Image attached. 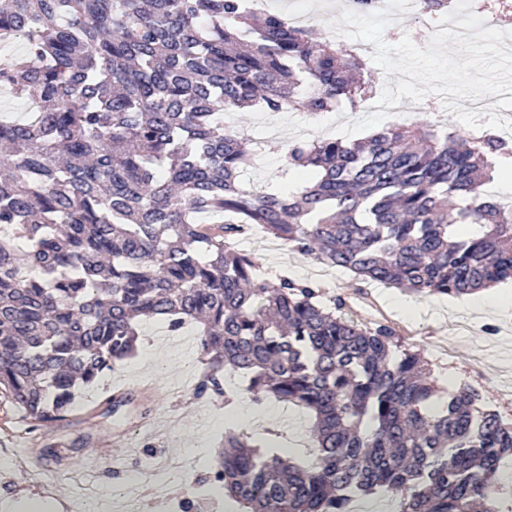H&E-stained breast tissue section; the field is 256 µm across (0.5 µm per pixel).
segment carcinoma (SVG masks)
<instances>
[{"mask_svg":"<svg viewBox=\"0 0 512 512\" xmlns=\"http://www.w3.org/2000/svg\"><path fill=\"white\" fill-rule=\"evenodd\" d=\"M15 41L0 89L35 110L0 112V388L31 419L64 418L143 322L191 325L196 396L237 373L254 401L313 418L304 464L224 436L212 484L244 512H351L378 490L400 512H501L490 476L512 425L472 388L441 399L417 355L393 356L388 320L358 325L341 295L268 282L229 240L260 224L362 283L470 295L512 278V209L484 190L506 143L409 124L289 142L287 167L313 182L260 192L224 112L354 108L359 57L245 0H8L0 46Z\"/></svg>","mask_w":512,"mask_h":512,"instance_id":"obj_1","label":"carcinoma"}]
</instances>
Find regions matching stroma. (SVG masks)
Listing matches in <instances>:
<instances>
[{
    "label": "stroma",
    "instance_id": "35a3bbf8",
    "mask_svg": "<svg viewBox=\"0 0 512 512\" xmlns=\"http://www.w3.org/2000/svg\"><path fill=\"white\" fill-rule=\"evenodd\" d=\"M486 101L488 110L479 119L469 112L467 100L439 95L434 104L414 106L400 120L439 125L468 139L480 129L492 133L499 114L512 113L508 94L490 95ZM262 118L259 110L233 112L229 123L262 146L263 160L250 172L251 182L285 191L298 190L311 179L307 171L281 172L279 144L294 140L296 127H305L309 139L353 141L391 122L380 112L347 108L317 115L283 112L277 116L285 128L281 140L267 141ZM245 253L269 282L283 277L308 281L328 295L346 297L345 319L385 317L397 323L402 349L422 357L441 391L473 388L481 395L479 410L512 422V302L505 297L511 282L489 289L485 306L477 308L469 296H423L379 283L361 285L341 268L323 276L320 260L285 245L276 251L252 246ZM203 367L197 342L179 345L176 332L147 322L135 353L83 392L62 420L34 421L0 389V512H70L74 480L84 472L94 475L104 512H113L114 501L133 493L150 512H181L186 500L192 503L191 512H228L224 496L197 489L198 479L216 466L228 432L250 436L259 445L274 439L284 455L312 460L310 413L273 398L253 402L240 376L234 385L237 403H225L215 394L196 397L189 386ZM105 440L124 463L141 464L138 485H131L128 471L116 473L111 464L95 460ZM45 448L54 449V457L41 458ZM181 456L197 459V466L162 479L158 465Z\"/></svg>",
    "mask_w": 512,
    "mask_h": 512
}]
</instances>
